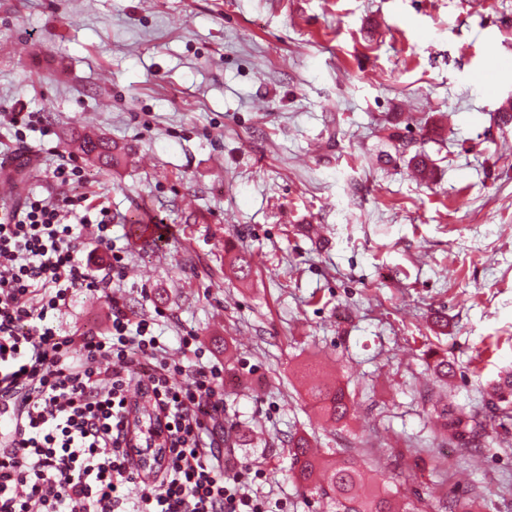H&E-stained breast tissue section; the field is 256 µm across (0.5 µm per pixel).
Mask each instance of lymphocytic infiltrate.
<instances>
[{
	"label": "lymphocytic infiltrate",
	"instance_id": "f902f5d3",
	"mask_svg": "<svg viewBox=\"0 0 512 512\" xmlns=\"http://www.w3.org/2000/svg\"><path fill=\"white\" fill-rule=\"evenodd\" d=\"M53 193H24L0 222V400L18 422L0 444V512H281L254 492L262 470L231 461L216 439L224 366L195 333L172 359L154 329L164 310L132 316L112 211L65 195L75 161L49 171ZM81 292L109 305L105 331L70 334L59 316ZM149 397L167 446L148 473L133 465L130 391ZM137 494H130V486Z\"/></svg>",
	"mask_w": 512,
	"mask_h": 512
}]
</instances>
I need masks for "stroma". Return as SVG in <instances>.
<instances>
[{"label": "stroma", "instance_id": "35a3bbf8", "mask_svg": "<svg viewBox=\"0 0 512 512\" xmlns=\"http://www.w3.org/2000/svg\"><path fill=\"white\" fill-rule=\"evenodd\" d=\"M493 63L487 95L472 75ZM508 104L512 0H0V113L50 130L26 133V189L47 193L55 156L77 154L69 193L110 206L129 311L174 315L159 328L172 358L191 330L223 363L224 452L264 469L286 512L326 510L290 476L297 432L386 467L400 495L512 512V420L467 467L424 397L487 413L512 371ZM76 124L129 157L98 169ZM136 216L168 240L134 235ZM107 318L79 294L61 322ZM310 365L348 388L346 424L315 413Z\"/></svg>", "mask_w": 512, "mask_h": 512}]
</instances>
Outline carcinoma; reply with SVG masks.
Listing matches in <instances>:
<instances>
[{
    "mask_svg": "<svg viewBox=\"0 0 512 512\" xmlns=\"http://www.w3.org/2000/svg\"><path fill=\"white\" fill-rule=\"evenodd\" d=\"M86 155L102 167L115 166L122 155L117 147L102 137H88L83 141ZM491 406L501 417L512 418V372L500 376L492 385ZM320 412L340 423L350 413V393L340 384H315L309 390ZM448 436L461 447V456L473 454L472 442L487 430V423L474 414L442 408ZM317 440L308 434H294L288 440V452L293 459L292 477L300 485L306 498L327 501L331 512H433L431 494H417L415 500L398 502L385 480L367 476L354 458L319 455Z\"/></svg>",
    "mask_w": 512,
    "mask_h": 512,
    "instance_id": "obj_1",
    "label": "carcinoma"
}]
</instances>
